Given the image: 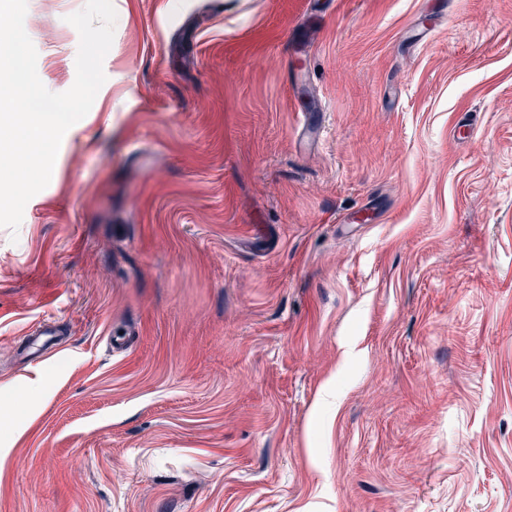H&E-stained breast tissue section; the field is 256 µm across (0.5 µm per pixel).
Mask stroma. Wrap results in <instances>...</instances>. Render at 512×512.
<instances>
[{
    "instance_id": "stroma-1",
    "label": "stroma",
    "mask_w": 512,
    "mask_h": 512,
    "mask_svg": "<svg viewBox=\"0 0 512 512\" xmlns=\"http://www.w3.org/2000/svg\"><path fill=\"white\" fill-rule=\"evenodd\" d=\"M113 5L0 227V512H512V0Z\"/></svg>"
}]
</instances>
